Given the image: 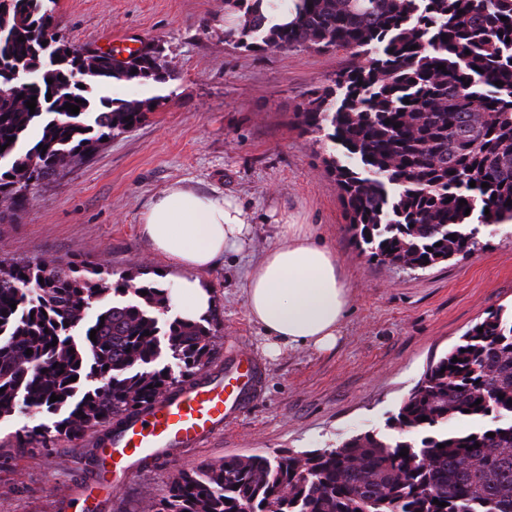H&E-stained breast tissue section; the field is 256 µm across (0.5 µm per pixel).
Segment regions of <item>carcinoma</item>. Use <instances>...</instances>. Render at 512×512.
<instances>
[{
	"label": "carcinoma",
	"instance_id": "carcinoma-1",
	"mask_svg": "<svg viewBox=\"0 0 512 512\" xmlns=\"http://www.w3.org/2000/svg\"><path fill=\"white\" fill-rule=\"evenodd\" d=\"M262 2L224 0V14L244 17L224 30L225 42L354 58L300 115L337 146L327 165L357 244L423 271L470 252L485 228L512 222V0H277L294 18L269 28ZM55 6L0 0V205L8 209L94 156L102 139L138 128L153 108L100 90L169 76L154 45L124 61L71 45L58 34ZM216 322L185 320L167 289L132 276L114 283L77 260L0 267V418L51 416V427L73 438L120 424L210 362ZM510 400L512 313L500 307L429 364L388 419L398 435L365 431L328 448L182 470L149 512H512ZM458 422L466 426L453 428ZM51 427H24L15 451Z\"/></svg>",
	"mask_w": 512,
	"mask_h": 512
}]
</instances>
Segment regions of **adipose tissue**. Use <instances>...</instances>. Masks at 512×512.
Listing matches in <instances>:
<instances>
[{
	"instance_id": "ef3b65f1",
	"label": "adipose tissue",
	"mask_w": 512,
	"mask_h": 512,
	"mask_svg": "<svg viewBox=\"0 0 512 512\" xmlns=\"http://www.w3.org/2000/svg\"><path fill=\"white\" fill-rule=\"evenodd\" d=\"M276 222L280 242L265 248L248 274V314L261 329L270 358L287 346L331 348L352 303L336 253L293 217L283 213ZM141 224L152 250L177 271L170 299L179 314L190 321L207 316L214 300L201 273L251 239L240 204L221 193L203 194L176 183L153 200Z\"/></svg>"
}]
</instances>
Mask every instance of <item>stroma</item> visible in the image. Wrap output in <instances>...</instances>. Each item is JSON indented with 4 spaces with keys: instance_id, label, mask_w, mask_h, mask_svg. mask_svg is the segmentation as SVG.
<instances>
[{
    "instance_id": "obj_1",
    "label": "stroma",
    "mask_w": 512,
    "mask_h": 512,
    "mask_svg": "<svg viewBox=\"0 0 512 512\" xmlns=\"http://www.w3.org/2000/svg\"><path fill=\"white\" fill-rule=\"evenodd\" d=\"M60 35L104 48L105 37L161 46L172 69L161 83H117L121 100H154L147 121L110 140L91 160L27 193L22 211L0 221V259L69 258L113 277L163 280L171 264L141 232L149 203L174 182L242 203L250 245L225 254L203 276L214 297V356L207 379L247 357L263 380L251 406L202 446L137 463L133 476L101 483L95 441L55 432L14 451L25 421L0 419V512H147L178 471L230 456L325 448L385 430L430 362L489 310L512 305V224L487 227L465 257L424 271L389 267L354 244L323 134L298 114L350 64L349 52L302 48L247 53L224 40V0H58ZM293 215L333 247L353 294L333 348H287L268 358L250 319L245 287L264 248L279 242L274 214Z\"/></svg>"
}]
</instances>
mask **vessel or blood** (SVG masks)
Here are the masks:
<instances>
[{
  "instance_id": "vessel-or-blood-1",
  "label": "vessel or blood",
  "mask_w": 512,
  "mask_h": 512,
  "mask_svg": "<svg viewBox=\"0 0 512 512\" xmlns=\"http://www.w3.org/2000/svg\"><path fill=\"white\" fill-rule=\"evenodd\" d=\"M261 380L259 366L244 359L221 378L177 388L106 438L109 454L116 466L128 471L141 459L195 447L243 412Z\"/></svg>"
}]
</instances>
